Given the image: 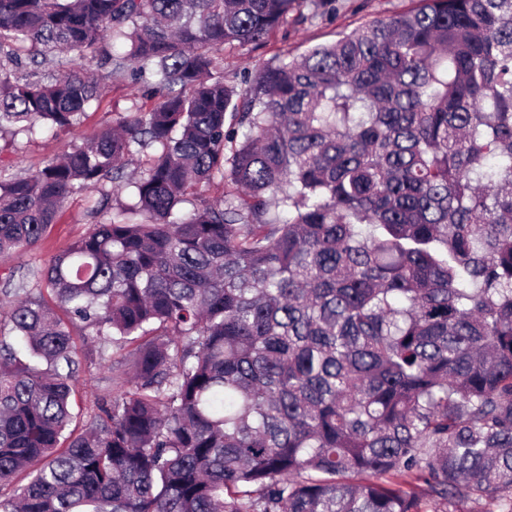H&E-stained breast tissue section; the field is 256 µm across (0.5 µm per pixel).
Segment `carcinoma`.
Returning a JSON list of instances; mask_svg holds the SVG:
<instances>
[{
    "mask_svg": "<svg viewBox=\"0 0 512 512\" xmlns=\"http://www.w3.org/2000/svg\"><path fill=\"white\" fill-rule=\"evenodd\" d=\"M306 3L0 0V132L79 125L99 63L153 100L0 170V256L100 195L3 290L0 512H512V0H416L224 84L219 51ZM74 327L119 352L78 433ZM85 195L68 200L57 222L52 224L46 238L34 249L19 256L0 257V290L5 288L6 277L12 275V284L27 282L35 287L34 273L43 270L51 258L71 241L82 236L92 223Z\"/></svg>",
    "mask_w": 512,
    "mask_h": 512,
    "instance_id": "carcinoma-1",
    "label": "carcinoma"
}]
</instances>
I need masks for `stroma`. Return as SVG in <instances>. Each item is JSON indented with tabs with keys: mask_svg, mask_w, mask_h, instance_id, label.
<instances>
[{
	"mask_svg": "<svg viewBox=\"0 0 512 512\" xmlns=\"http://www.w3.org/2000/svg\"><path fill=\"white\" fill-rule=\"evenodd\" d=\"M412 6V0H336L331 10L307 5L303 10V21L288 22L267 42L225 50L224 81L230 85L239 84L243 76L254 74L262 64L297 56L314 46L334 42L340 33L375 19L394 16ZM95 76L101 84V97L80 127L45 130L14 145L0 139V167L12 168L16 173L34 171L80 137L110 128L119 114L150 107L151 102L140 86L127 80L108 78L103 68L96 69ZM91 222L85 196L70 198L57 222L52 224L48 235L36 248L18 256L0 257V289L9 281L34 283L35 273L43 270L60 249L82 236ZM74 341L77 364L73 382L80 415L72 427L79 430L97 403L111 394L112 371L109 362L99 360L96 341L84 340L79 334L75 335Z\"/></svg>",
	"mask_w": 512,
	"mask_h": 512,
	"instance_id": "stroma-1",
	"label": "stroma"
}]
</instances>
